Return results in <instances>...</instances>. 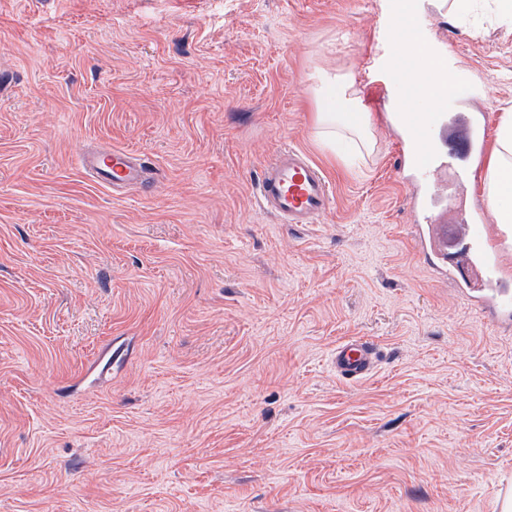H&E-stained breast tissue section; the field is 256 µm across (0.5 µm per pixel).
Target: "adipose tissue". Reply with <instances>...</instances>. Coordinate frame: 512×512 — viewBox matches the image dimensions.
Returning a JSON list of instances; mask_svg holds the SVG:
<instances>
[{"label": "adipose tissue", "instance_id": "ef3b65f1", "mask_svg": "<svg viewBox=\"0 0 512 512\" xmlns=\"http://www.w3.org/2000/svg\"><path fill=\"white\" fill-rule=\"evenodd\" d=\"M356 93L351 80L326 77L314 95L313 127L320 146L335 152L337 140L353 144L356 151L371 148V121L368 113L353 106ZM482 187L495 221L512 225V113L500 116L495 140L488 156Z\"/></svg>", "mask_w": 512, "mask_h": 512}]
</instances>
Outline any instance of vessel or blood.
<instances>
[{
  "label": "vessel or blood",
  "instance_id": "b4317fda",
  "mask_svg": "<svg viewBox=\"0 0 512 512\" xmlns=\"http://www.w3.org/2000/svg\"><path fill=\"white\" fill-rule=\"evenodd\" d=\"M419 0H390L384 29L386 55L395 61L393 84L401 105L402 161L422 178L412 185L409 209L414 220L417 251L429 259L442 278L461 288L468 305L493 325L512 327V274L502 255L512 252V226L494 224L483 205L467 206L432 192L426 178L455 171L466 181L482 164L487 141L484 114L469 111L460 91L465 79L433 33L418 24ZM416 49L400 62L404 46ZM82 167L99 184L115 189L141 185L145 168L124 149L92 151ZM261 208L286 224H313L334 203V191L323 171L302 150L283 146L264 165L257 184ZM380 353L361 338L341 341L331 355L337 378L345 382L367 379Z\"/></svg>",
  "mask_w": 512,
  "mask_h": 512
}]
</instances>
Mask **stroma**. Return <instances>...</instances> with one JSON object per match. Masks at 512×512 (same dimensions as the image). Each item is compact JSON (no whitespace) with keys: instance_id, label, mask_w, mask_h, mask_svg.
I'll return each instance as SVG.
<instances>
[{"instance_id":"obj_1","label":"stroma","mask_w":512,"mask_h":512,"mask_svg":"<svg viewBox=\"0 0 512 512\" xmlns=\"http://www.w3.org/2000/svg\"><path fill=\"white\" fill-rule=\"evenodd\" d=\"M497 126L512 26L420 0ZM383 0H0V512H499L512 329L417 255L381 92ZM355 82L373 150L314 139L317 75ZM332 184L283 224L282 145ZM124 148L149 190L97 184ZM377 371L346 383L336 344ZM261 208L283 224H315L334 203L323 171L302 150L282 146L267 160L257 184ZM81 165L94 181L113 189L142 186L147 181L145 167L132 152L124 149L91 151L81 157ZM379 357V350L374 343L353 338L336 345L331 355V365L340 380L358 382L372 375Z\"/></svg>"}]
</instances>
